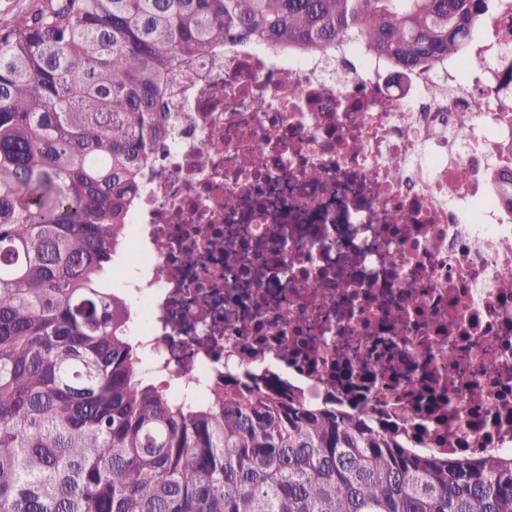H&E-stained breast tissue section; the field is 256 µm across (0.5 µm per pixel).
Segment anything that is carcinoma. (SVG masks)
<instances>
[{"label": "carcinoma", "instance_id": "cac0c4a2", "mask_svg": "<svg viewBox=\"0 0 512 512\" xmlns=\"http://www.w3.org/2000/svg\"><path fill=\"white\" fill-rule=\"evenodd\" d=\"M489 10L512 28V0H38L0 28V512H512V455H416L275 381L172 398L105 279L201 55L354 42L404 74Z\"/></svg>", "mask_w": 512, "mask_h": 512}]
</instances>
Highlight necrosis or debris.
I'll return each mask as SVG.
<instances>
[{
  "mask_svg": "<svg viewBox=\"0 0 512 512\" xmlns=\"http://www.w3.org/2000/svg\"><path fill=\"white\" fill-rule=\"evenodd\" d=\"M505 40L499 15H479L464 62L395 92L383 59L344 45L201 59L165 102L171 133L129 216L124 291L152 370L198 397L228 371L275 376L309 402L424 424L423 454L512 451Z\"/></svg>",
  "mask_w": 512,
  "mask_h": 512,
  "instance_id": "1",
  "label": "necrosis or debris"
}]
</instances>
